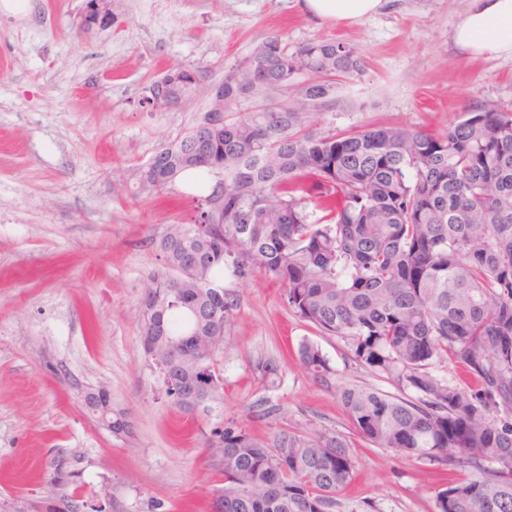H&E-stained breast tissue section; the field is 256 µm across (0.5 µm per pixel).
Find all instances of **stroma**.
I'll use <instances>...</instances> for the list:
<instances>
[{"mask_svg": "<svg viewBox=\"0 0 512 512\" xmlns=\"http://www.w3.org/2000/svg\"><path fill=\"white\" fill-rule=\"evenodd\" d=\"M87 0H0V512H26L52 491L51 449L83 482L108 486L114 512H212L218 477L202 436L236 422L260 439L282 430L341 434L356 470L331 512H436L437 467L359 436L340 385L396 394L346 343L289 310L282 287L255 273L225 276L236 308L222 355L224 395L186 418L165 398L141 344V300L165 272L158 246L192 205L186 186L142 190L136 173L192 127L211 86L268 35L297 46L336 39L358 52L361 76L336 90L323 129L399 126L435 134L487 101L512 106V56L472 58L450 38L470 0H385L360 24L319 25L299 0H111L86 24ZM194 62L178 105H147L151 85ZM335 374L316 382L303 340ZM270 358L275 383L252 369ZM107 389L129 432L82 408Z\"/></svg>", "mask_w": 512, "mask_h": 512, "instance_id": "1", "label": "stroma"}]
</instances>
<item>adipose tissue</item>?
<instances>
[{"instance_id": "adipose-tissue-1", "label": "adipose tissue", "mask_w": 512, "mask_h": 512, "mask_svg": "<svg viewBox=\"0 0 512 512\" xmlns=\"http://www.w3.org/2000/svg\"><path fill=\"white\" fill-rule=\"evenodd\" d=\"M382 0H302L317 24H356L377 14ZM451 38L472 57L512 56V0H471Z\"/></svg>"}]
</instances>
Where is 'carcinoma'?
<instances>
[{
  "label": "carcinoma",
  "instance_id": "1",
  "mask_svg": "<svg viewBox=\"0 0 512 512\" xmlns=\"http://www.w3.org/2000/svg\"><path fill=\"white\" fill-rule=\"evenodd\" d=\"M363 71L342 42L290 51L269 35L225 71L215 92L223 118L203 142L193 139L208 111L139 169L153 192L180 181L197 191L189 221L159 240L168 272L153 277L144 298L143 350L183 414L220 399L234 311L220 282L226 272L258 270L283 285L299 318L344 339L359 364L413 395L343 387L340 401L366 441L450 469L470 464L438 492L437 512H512V112L484 103L436 135L313 130L336 110L338 81ZM302 74L310 79L297 81ZM164 82L177 103L196 86L198 68L183 66ZM291 88L296 97L278 112L250 107ZM218 174L222 197L212 195ZM188 253L194 272L184 266ZM298 355L316 381L331 384L318 344L302 341ZM443 358L470 383L431 371ZM253 370L275 382V361ZM202 444L219 475L220 512H330L353 480L350 446L332 432L261 441L229 425ZM48 483L81 512H105L62 451L49 459Z\"/></svg>",
  "mask_w": 512,
  "mask_h": 512
}]
</instances>
